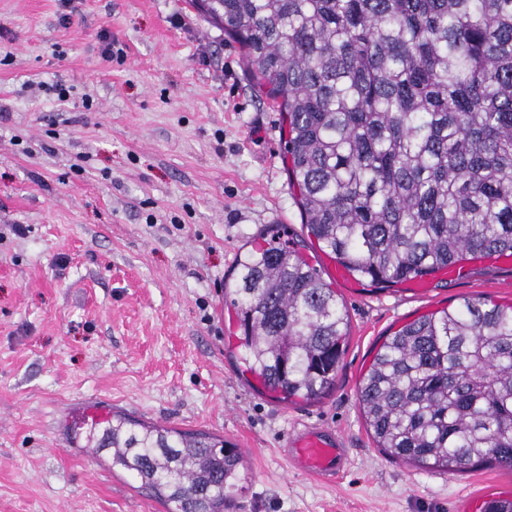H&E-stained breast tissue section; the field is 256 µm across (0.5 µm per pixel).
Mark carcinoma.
Listing matches in <instances>:
<instances>
[{
  "instance_id": "carcinoma-1",
  "label": "carcinoma",
  "mask_w": 512,
  "mask_h": 512,
  "mask_svg": "<svg viewBox=\"0 0 512 512\" xmlns=\"http://www.w3.org/2000/svg\"><path fill=\"white\" fill-rule=\"evenodd\" d=\"M288 122V178L321 249L373 283L512 254V0H197ZM224 295L244 364L322 398L347 336L318 270L271 241ZM395 460L512 468V306L466 300L383 345L359 395ZM84 447L169 512H224L243 456L219 436L114 413Z\"/></svg>"
}]
</instances>
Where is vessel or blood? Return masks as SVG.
I'll list each match as a JSON object with an SVG mask.
<instances>
[{"label":"vessel or blood","instance_id":"vessel-or-blood-1","mask_svg":"<svg viewBox=\"0 0 512 512\" xmlns=\"http://www.w3.org/2000/svg\"><path fill=\"white\" fill-rule=\"evenodd\" d=\"M285 454L290 467L326 478L348 462L343 440L336 433L307 427L289 436Z\"/></svg>","mask_w":512,"mask_h":512}]
</instances>
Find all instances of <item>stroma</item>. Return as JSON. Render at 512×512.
Segmentation results:
<instances>
[{"label": "stroma", "mask_w": 512, "mask_h": 512, "mask_svg": "<svg viewBox=\"0 0 512 512\" xmlns=\"http://www.w3.org/2000/svg\"><path fill=\"white\" fill-rule=\"evenodd\" d=\"M108 33L122 61L101 56ZM282 112L194 0H0V512H165L73 442L114 411L245 451L227 512H480L512 471L389 457L359 388L389 336L481 298L512 268L418 293L336 281L289 183ZM23 233H15L14 225ZM281 230L348 319L334 387L283 402L246 373L224 297L240 254ZM343 434L326 482L290 468L294 429Z\"/></svg>", "instance_id": "stroma-1"}]
</instances>
